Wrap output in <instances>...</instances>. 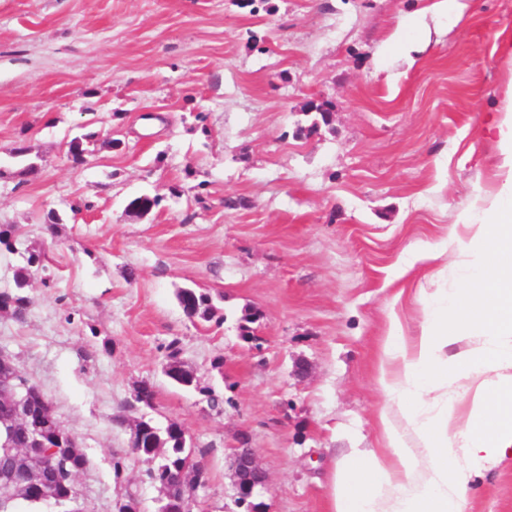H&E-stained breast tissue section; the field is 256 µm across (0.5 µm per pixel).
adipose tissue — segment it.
<instances>
[{
	"label": "adipose tissue",
	"mask_w": 512,
	"mask_h": 512,
	"mask_svg": "<svg viewBox=\"0 0 512 512\" xmlns=\"http://www.w3.org/2000/svg\"><path fill=\"white\" fill-rule=\"evenodd\" d=\"M498 184L458 214L468 275L460 293H421L427 321L413 345L389 328L379 384L391 461L343 456L331 512H466L474 476L512 453V94L497 123Z\"/></svg>",
	"instance_id": "adipose-tissue-1"
}]
</instances>
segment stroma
Segmentation results:
<instances>
[{"mask_svg": "<svg viewBox=\"0 0 512 512\" xmlns=\"http://www.w3.org/2000/svg\"><path fill=\"white\" fill-rule=\"evenodd\" d=\"M425 2L0 0V224L19 228L0 290L28 249L51 258L24 290L26 318L0 317V349L82 447L87 512L130 498L158 512L164 494L131 448L143 418L178 422L205 465L194 512H243L240 442L267 476L264 512H330L335 460L381 448L388 324L413 340L418 288L452 292L464 274L398 267L447 244L461 205L495 187L488 127L512 85V0H468L462 20L422 31ZM399 24L414 59L385 44ZM143 194L160 206L129 211ZM185 287L211 293L223 322L188 319ZM248 310L254 344L239 337ZM172 342L200 389L167 378ZM143 384L152 406L134 399ZM468 512H512V454L474 479Z\"/></svg>", "mask_w": 512, "mask_h": 512, "instance_id": "obj_1", "label": "stroma"}]
</instances>
